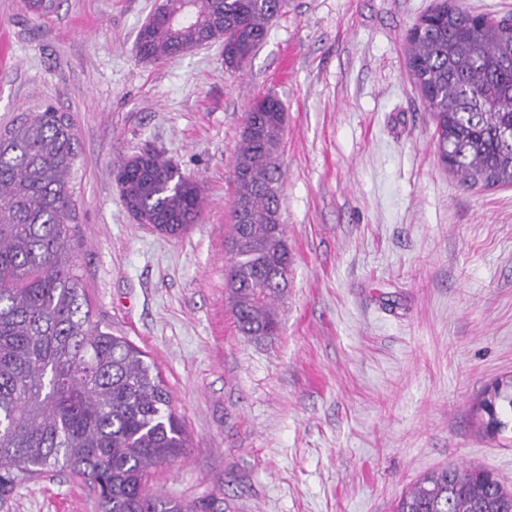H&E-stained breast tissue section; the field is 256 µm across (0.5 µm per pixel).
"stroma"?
Wrapping results in <instances>:
<instances>
[{
    "mask_svg": "<svg viewBox=\"0 0 512 512\" xmlns=\"http://www.w3.org/2000/svg\"><path fill=\"white\" fill-rule=\"evenodd\" d=\"M436 0H286L259 50L151 63L135 40L154 0H0V129L68 113L79 141L72 227L92 317L159 369L191 450L152 491L213 512H393L445 466L512 491V428L483 395L512 377V187L462 188L440 162L405 67ZM286 110L280 222L292 255L274 339L242 336L225 272L245 112ZM150 148L202 186L199 223L137 224L112 176ZM0 512H96L54 472Z\"/></svg>",
    "mask_w": 512,
    "mask_h": 512,
    "instance_id": "1",
    "label": "stroma"
}]
</instances>
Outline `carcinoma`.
Segmentation results:
<instances>
[{
  "mask_svg": "<svg viewBox=\"0 0 512 512\" xmlns=\"http://www.w3.org/2000/svg\"><path fill=\"white\" fill-rule=\"evenodd\" d=\"M284 0H164L146 20L144 62L224 37L240 70L266 38ZM406 66L431 112L440 161L467 188L512 186V23L440 0L407 33ZM249 107L234 157L231 261L226 287L244 336L279 331L291 254L278 226L283 103ZM79 157L66 112L40 106L0 131V502L25 481L66 470L96 492L98 512H209L208 505L148 490L152 471L189 443L170 391L144 351L92 320L74 260L73 175ZM124 207L167 236L198 223L200 183L161 154L117 161ZM483 407L501 429L512 417V380ZM395 512H512V492L488 473L431 471L402 493Z\"/></svg>",
  "mask_w": 512,
  "mask_h": 512,
  "instance_id": "carcinoma-1",
  "label": "carcinoma"
}]
</instances>
